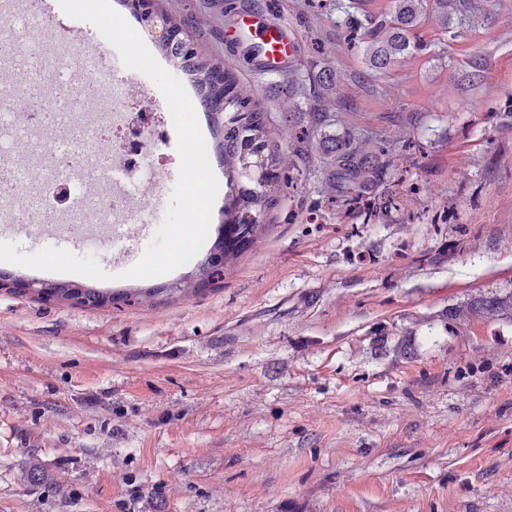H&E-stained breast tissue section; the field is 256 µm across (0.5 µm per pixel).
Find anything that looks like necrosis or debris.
Listing matches in <instances>:
<instances>
[{"label":"necrosis or debris","instance_id":"4bbe7bcc","mask_svg":"<svg viewBox=\"0 0 512 512\" xmlns=\"http://www.w3.org/2000/svg\"><path fill=\"white\" fill-rule=\"evenodd\" d=\"M46 42L31 0H0V70L22 80L0 88V223L55 225L103 260L158 204L169 115L99 62L91 25L47 54Z\"/></svg>","mask_w":512,"mask_h":512}]
</instances>
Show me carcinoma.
<instances>
[{
    "label": "carcinoma",
    "mask_w": 512,
    "mask_h": 512,
    "mask_svg": "<svg viewBox=\"0 0 512 512\" xmlns=\"http://www.w3.org/2000/svg\"><path fill=\"white\" fill-rule=\"evenodd\" d=\"M360 2L348 0L343 4L336 0V6L346 13L348 42L363 50L369 70L378 77L388 74L408 56L429 49L418 35L426 18L434 17L444 36L453 27L472 29L480 24V8L473 0H394L390 13L378 17L365 14L361 20L357 17L361 10ZM158 49L183 75L204 111L214 113L213 104L220 100L228 104L224 109V122L215 126L214 132L216 153L224 165L228 188L222 209L224 227L245 225L249 241H256L259 230L263 229L260 218L279 200L280 172L297 168L303 136L295 135L293 149L270 151L261 165L252 164V156L265 150L268 143L278 136V129L270 126L263 111L249 108L259 94L258 87L241 83L232 72L224 69L219 58L204 52L196 44L187 52L161 41ZM486 68L487 60L476 58L468 64L461 80L467 84L481 83L485 80ZM342 83L343 76L331 65L317 72L314 93L319 106L314 113L315 120L319 121L333 111L336 90ZM303 95L304 84L293 74L286 75L278 95L280 111L286 114L297 111V98ZM319 149L331 158H340L348 166V171L362 174L373 170L379 155L384 152L376 140L366 138L354 144L336 135L324 136L319 142ZM46 292L59 300L79 294L89 307L102 305L106 298L101 292H83L58 284L49 285Z\"/></svg>",
    "instance_id": "obj_1"
}]
</instances>
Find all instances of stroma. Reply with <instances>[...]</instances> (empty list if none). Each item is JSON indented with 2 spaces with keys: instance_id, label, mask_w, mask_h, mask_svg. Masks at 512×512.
<instances>
[{
  "instance_id": "stroma-1",
  "label": "stroma",
  "mask_w": 512,
  "mask_h": 512,
  "mask_svg": "<svg viewBox=\"0 0 512 512\" xmlns=\"http://www.w3.org/2000/svg\"><path fill=\"white\" fill-rule=\"evenodd\" d=\"M371 74L333 0H164L286 125L244 12L295 35L291 67L345 78L330 133L380 135L367 199L329 204L311 148L221 282L195 263L91 308L0 288V512H512V15ZM485 57L484 92L457 88ZM160 287L152 297L147 286Z\"/></svg>"
}]
</instances>
